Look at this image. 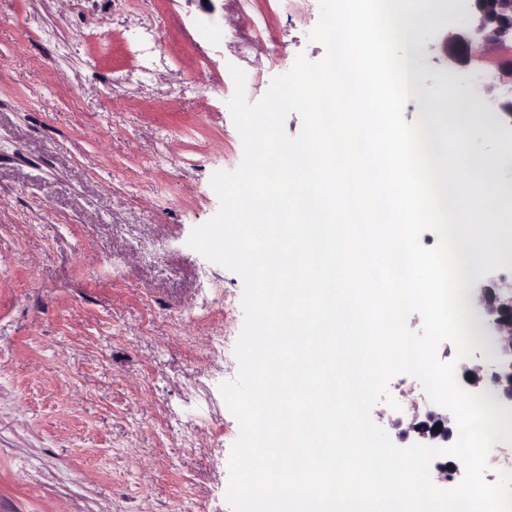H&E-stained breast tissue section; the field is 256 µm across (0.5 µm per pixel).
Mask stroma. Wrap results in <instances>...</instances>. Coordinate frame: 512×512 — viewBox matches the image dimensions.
<instances>
[{"instance_id": "1", "label": "stroma", "mask_w": 512, "mask_h": 512, "mask_svg": "<svg viewBox=\"0 0 512 512\" xmlns=\"http://www.w3.org/2000/svg\"><path fill=\"white\" fill-rule=\"evenodd\" d=\"M319 0H0V512H232L243 283L187 240L243 144L231 67L258 102L309 41ZM420 56L448 79L435 19ZM512 184V119L475 101ZM209 302L199 310L200 299ZM224 339L212 357L210 340ZM373 420L389 437L408 374Z\"/></svg>"}]
</instances>
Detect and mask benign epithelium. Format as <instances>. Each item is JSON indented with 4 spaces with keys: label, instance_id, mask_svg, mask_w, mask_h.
Masks as SVG:
<instances>
[{
    "label": "benign epithelium",
    "instance_id": "obj_1",
    "mask_svg": "<svg viewBox=\"0 0 512 512\" xmlns=\"http://www.w3.org/2000/svg\"><path fill=\"white\" fill-rule=\"evenodd\" d=\"M508 38L512 39V0H453L443 50L452 72L465 76L458 83L459 92L487 97L512 117V67L496 75L467 71L473 57L494 50ZM472 297L490 327L493 353L467 370L468 382L475 392H489L499 403L512 407V289L496 290L481 283L473 289ZM451 417L446 408L425 418L416 412L399 437L445 445Z\"/></svg>",
    "mask_w": 512,
    "mask_h": 512
}]
</instances>
